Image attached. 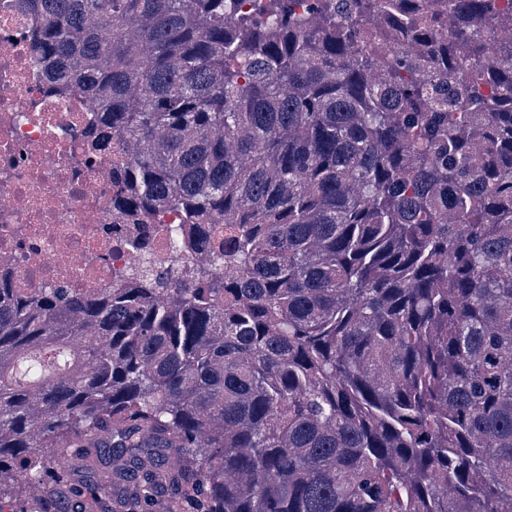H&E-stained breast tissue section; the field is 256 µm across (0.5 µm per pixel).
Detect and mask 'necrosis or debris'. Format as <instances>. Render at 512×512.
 <instances>
[{
	"label": "necrosis or debris",
	"mask_w": 512,
	"mask_h": 512,
	"mask_svg": "<svg viewBox=\"0 0 512 512\" xmlns=\"http://www.w3.org/2000/svg\"><path fill=\"white\" fill-rule=\"evenodd\" d=\"M35 16L0 0V276L15 287L102 288L131 262L109 203L115 149L92 150L80 87L46 93L33 63Z\"/></svg>",
	"instance_id": "obj_1"
}]
</instances>
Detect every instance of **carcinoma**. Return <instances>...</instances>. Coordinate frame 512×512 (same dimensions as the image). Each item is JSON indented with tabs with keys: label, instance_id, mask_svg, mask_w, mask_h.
Here are the masks:
<instances>
[{
	"label": "carcinoma",
	"instance_id": "cac0c4a2",
	"mask_svg": "<svg viewBox=\"0 0 512 512\" xmlns=\"http://www.w3.org/2000/svg\"><path fill=\"white\" fill-rule=\"evenodd\" d=\"M20 5L112 210L178 223L163 276L133 237L109 288L0 286V512L50 470L127 512H506L512 7Z\"/></svg>",
	"mask_w": 512,
	"mask_h": 512
}]
</instances>
